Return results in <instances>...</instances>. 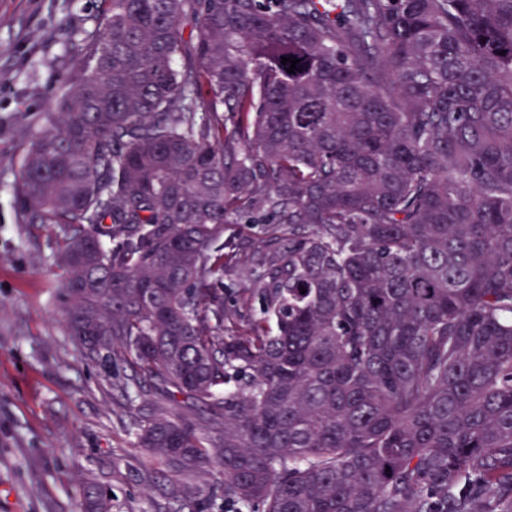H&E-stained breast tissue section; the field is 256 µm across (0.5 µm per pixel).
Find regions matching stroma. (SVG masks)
<instances>
[{"instance_id":"stroma-1","label":"stroma","mask_w":512,"mask_h":512,"mask_svg":"<svg viewBox=\"0 0 512 512\" xmlns=\"http://www.w3.org/2000/svg\"><path fill=\"white\" fill-rule=\"evenodd\" d=\"M104 0H0V512H75L97 479L112 512H174L161 463L135 438L147 406L125 399L127 370L85 364L61 324L67 273L54 234L22 223L13 183L38 113L73 71L71 36L97 31ZM54 449L40 464L42 449ZM205 512H224L221 477L179 475Z\"/></svg>"}]
</instances>
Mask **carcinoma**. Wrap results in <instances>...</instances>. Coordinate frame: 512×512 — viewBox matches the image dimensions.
I'll return each instance as SVG.
<instances>
[{"label":"carcinoma","mask_w":512,"mask_h":512,"mask_svg":"<svg viewBox=\"0 0 512 512\" xmlns=\"http://www.w3.org/2000/svg\"><path fill=\"white\" fill-rule=\"evenodd\" d=\"M105 2L14 204L65 232L81 358L177 406L136 430L171 498L212 470L235 512H512V0ZM250 217L238 218L239 224H226L224 225V236L234 233L237 242L248 250L257 248L258 239L262 236L264 229L275 227V224H252ZM207 281L211 288L224 293V303L230 307L240 302L246 288L252 287L249 276L243 271H224L223 277L210 275Z\"/></svg>","instance_id":"obj_1"}]
</instances>
